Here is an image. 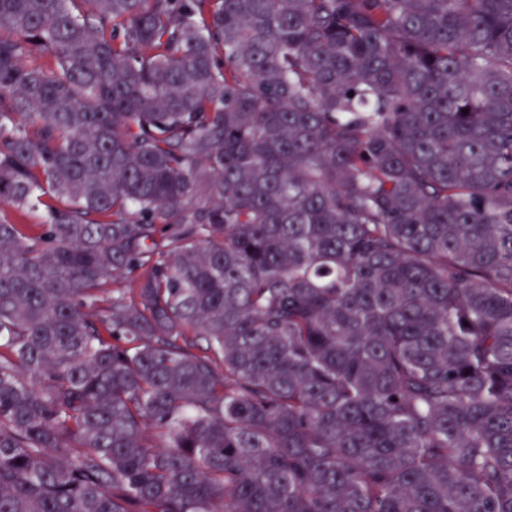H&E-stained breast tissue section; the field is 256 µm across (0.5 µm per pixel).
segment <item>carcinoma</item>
<instances>
[{
    "instance_id": "1",
    "label": "carcinoma",
    "mask_w": 512,
    "mask_h": 512,
    "mask_svg": "<svg viewBox=\"0 0 512 512\" xmlns=\"http://www.w3.org/2000/svg\"><path fill=\"white\" fill-rule=\"evenodd\" d=\"M0 205V512H512V0H0Z\"/></svg>"
}]
</instances>
